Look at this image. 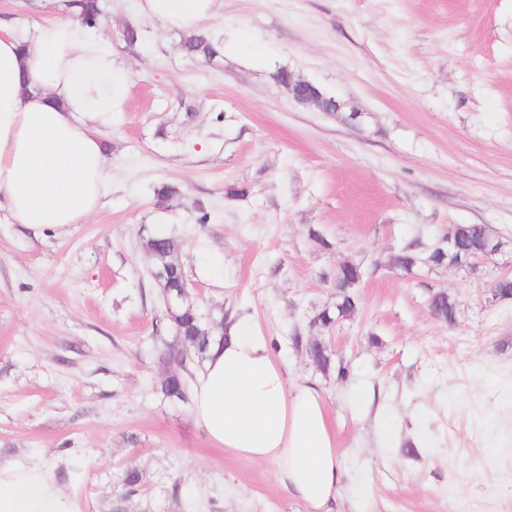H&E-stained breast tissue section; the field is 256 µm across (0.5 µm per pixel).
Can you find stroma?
Returning <instances> with one entry per match:
<instances>
[{"mask_svg": "<svg viewBox=\"0 0 512 512\" xmlns=\"http://www.w3.org/2000/svg\"><path fill=\"white\" fill-rule=\"evenodd\" d=\"M105 4L126 92L101 129V207L43 232L0 208V456L50 469L77 512H306L161 393L173 329L140 246L161 233L203 316L251 318L290 384L320 391L337 512H512V298L492 297L512 277V0H221L201 25L224 40L211 63L136 0ZM280 68L359 121L297 104ZM167 183L181 198L162 209ZM456 224L487 225L500 251L393 266ZM346 263L364 271L356 311L316 323ZM440 290L454 325L429 312ZM297 335L348 376L309 365Z\"/></svg>", "mask_w": 512, "mask_h": 512, "instance_id": "stroma-1", "label": "stroma"}]
</instances>
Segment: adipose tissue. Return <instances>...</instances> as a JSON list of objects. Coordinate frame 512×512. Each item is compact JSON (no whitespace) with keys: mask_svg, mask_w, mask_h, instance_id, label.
Wrapping results in <instances>:
<instances>
[{"mask_svg":"<svg viewBox=\"0 0 512 512\" xmlns=\"http://www.w3.org/2000/svg\"><path fill=\"white\" fill-rule=\"evenodd\" d=\"M218 0H137L162 28L196 30ZM125 81L112 45L77 14L51 19L22 40L0 26V203L36 229L92 216L110 172L98 137ZM193 407L210 441L272 464L309 512H334L342 482L336 438L321 394L289 386L267 336L249 319L231 325L193 386ZM0 512H77L44 467L0 458Z\"/></svg>","mask_w":512,"mask_h":512,"instance_id":"ef3b65f1","label":"adipose tissue"}]
</instances>
